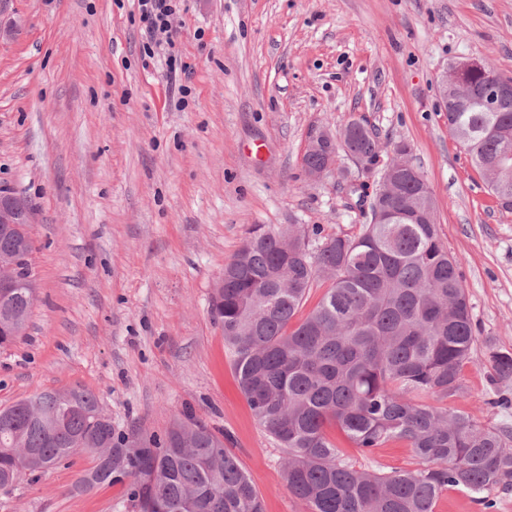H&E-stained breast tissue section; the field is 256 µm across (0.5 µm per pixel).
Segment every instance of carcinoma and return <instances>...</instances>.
<instances>
[{"label": "carcinoma", "instance_id": "carcinoma-1", "mask_svg": "<svg viewBox=\"0 0 512 512\" xmlns=\"http://www.w3.org/2000/svg\"><path fill=\"white\" fill-rule=\"evenodd\" d=\"M475 127L483 133L473 135ZM448 131L495 195L512 191V100L500 112H450ZM342 152L369 169L384 146L354 119L336 134L335 154ZM410 153L407 143L394 145L382 167L390 174L385 191L350 187L368 214L391 209L398 220L314 247L301 224L286 234L255 224L212 298L242 393L282 449L284 480L306 512H433L447 489H512V430L444 406L464 397L461 371L477 336L458 260L425 214L430 188L397 169L395 156ZM25 234L28 224L0 226V254L18 250ZM322 279L330 286L318 305L293 323ZM34 300L33 289L17 288L0 301V348L20 337ZM490 360L492 381L512 379L511 352L493 350ZM99 410L95 395L75 390L39 406L25 399L1 408L0 485L99 448L79 487L126 480L135 512H263L236 456L192 413L162 437L135 441L95 420ZM330 427L364 453L404 441L418 467L387 475L358 469Z\"/></svg>", "mask_w": 512, "mask_h": 512}]
</instances>
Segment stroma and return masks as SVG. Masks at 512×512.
Returning a JSON list of instances; mask_svg holds the SVG:
<instances>
[{
    "label": "stroma",
    "mask_w": 512,
    "mask_h": 512,
    "mask_svg": "<svg viewBox=\"0 0 512 512\" xmlns=\"http://www.w3.org/2000/svg\"><path fill=\"white\" fill-rule=\"evenodd\" d=\"M177 46L193 67L170 78L145 57L132 0H0V187L35 206L36 301L25 334L0 348V408L43 392L95 394L115 427L164 434L184 409L223 432L264 512H305L282 451L239 387L211 313L216 281L250 225L356 235L347 184L379 170L310 180L312 132L365 118L410 145L439 233L457 257L478 340L455 401L512 428V380L492 384L489 352L512 351V207L448 133L438 84L449 63L487 58L512 78V0H186ZM191 87L177 108L175 84ZM357 467L415 468L406 442ZM78 455L0 512H133L126 486H76ZM442 493L435 512H512V489Z\"/></svg>",
    "instance_id": "obj_1"
}]
</instances>
